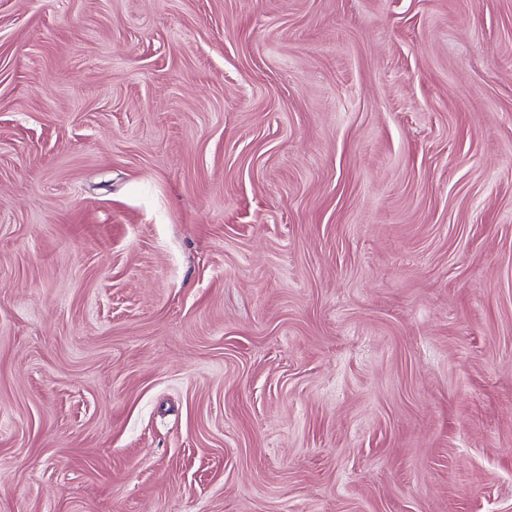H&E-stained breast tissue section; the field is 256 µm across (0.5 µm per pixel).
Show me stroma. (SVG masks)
<instances>
[{
    "mask_svg": "<svg viewBox=\"0 0 512 512\" xmlns=\"http://www.w3.org/2000/svg\"><path fill=\"white\" fill-rule=\"evenodd\" d=\"M0 512H512V0H0Z\"/></svg>",
    "mask_w": 512,
    "mask_h": 512,
    "instance_id": "stroma-1",
    "label": "stroma"
}]
</instances>
